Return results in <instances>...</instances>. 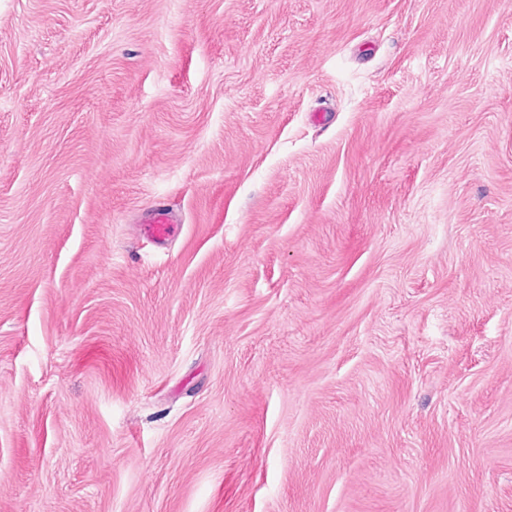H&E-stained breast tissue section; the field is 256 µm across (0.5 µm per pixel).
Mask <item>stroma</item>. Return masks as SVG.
Masks as SVG:
<instances>
[{
  "label": "stroma",
  "instance_id": "stroma-1",
  "mask_svg": "<svg viewBox=\"0 0 512 512\" xmlns=\"http://www.w3.org/2000/svg\"><path fill=\"white\" fill-rule=\"evenodd\" d=\"M0 512H512V0H0ZM137 227L145 236L154 237L162 242L175 233L178 226L173 224V220L167 215L163 206L155 205L146 214L145 218Z\"/></svg>",
  "mask_w": 512,
  "mask_h": 512
}]
</instances>
